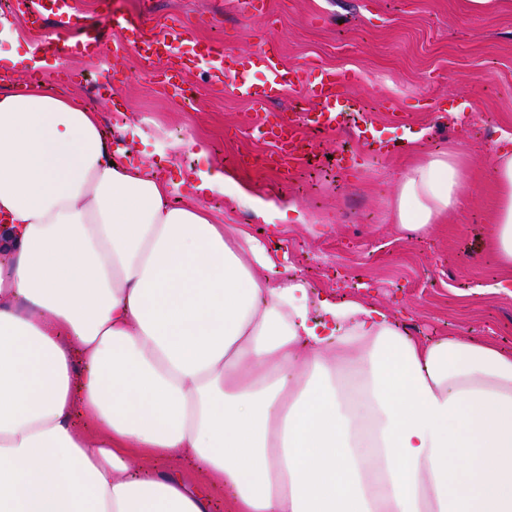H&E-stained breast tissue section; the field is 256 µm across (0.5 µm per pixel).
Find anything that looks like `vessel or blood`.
Masks as SVG:
<instances>
[{"instance_id":"1","label":"vessel or blood","mask_w":512,"mask_h":512,"mask_svg":"<svg viewBox=\"0 0 512 512\" xmlns=\"http://www.w3.org/2000/svg\"><path fill=\"white\" fill-rule=\"evenodd\" d=\"M12 14L24 17L31 24L42 26L50 18L67 19L69 0H12ZM106 28L114 32L112 40V69H119L130 50H138L144 59L162 58L167 70L189 67L195 60L206 59L211 64L209 78L212 85L231 91L248 101L258 111L252 132L257 136H272L276 144L275 156L280 165L287 166L302 159L309 140L305 128L331 131L343 123L347 101L339 90L340 80L335 72L304 64L286 66L275 46L268 41L259 43L253 51L244 53L224 43L200 46L191 43L185 26L156 29L142 19L105 20ZM261 63L267 79L259 84L243 81L241 73L253 63ZM305 89L314 100V108L303 113L301 122L280 120L271 122L265 112L268 104L289 88Z\"/></svg>"}]
</instances>
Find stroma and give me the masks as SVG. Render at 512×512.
Here are the masks:
<instances>
[{
	"label": "stroma",
	"instance_id": "1",
	"mask_svg": "<svg viewBox=\"0 0 512 512\" xmlns=\"http://www.w3.org/2000/svg\"><path fill=\"white\" fill-rule=\"evenodd\" d=\"M84 25L44 31L12 18L0 30V53L13 38L33 44L52 35L60 51L38 82L77 94L98 113L106 138L146 152L167 180L223 170L227 192L205 202L213 220L232 224L273 246L317 290L335 299L355 294L388 307L414 336H442L462 327L512 350V295L497 291L508 272L490 247L498 197L494 152L512 134V0H269V13L240 14L237 0H72ZM179 22L197 39H221L241 51L258 39L276 41L287 65L327 66L342 78L378 136L398 151L362 161V138L346 127L308 130L315 161L295 165L288 179L244 167L241 156L270 154L256 142L253 108L207 83L199 65L186 78L187 97L164 90L157 66L136 54L110 78L111 42L96 55L75 52L71 38L88 35L105 14ZM205 143L199 157L190 141ZM459 154L467 172L469 206L422 235L394 219L399 178L417 159ZM294 202L308 224L257 222L254 198Z\"/></svg>",
	"mask_w": 512,
	"mask_h": 512
}]
</instances>
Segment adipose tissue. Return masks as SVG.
Here are the masks:
<instances>
[{
    "label": "adipose tissue",
    "mask_w": 512,
    "mask_h": 512,
    "mask_svg": "<svg viewBox=\"0 0 512 512\" xmlns=\"http://www.w3.org/2000/svg\"><path fill=\"white\" fill-rule=\"evenodd\" d=\"M494 172L512 270V149ZM226 181L175 203L75 95L0 88V512H209L215 489L230 512H512V352L282 275L202 206ZM469 203L459 156H430L396 218Z\"/></svg>",
    "instance_id": "adipose-tissue-1"
}]
</instances>
